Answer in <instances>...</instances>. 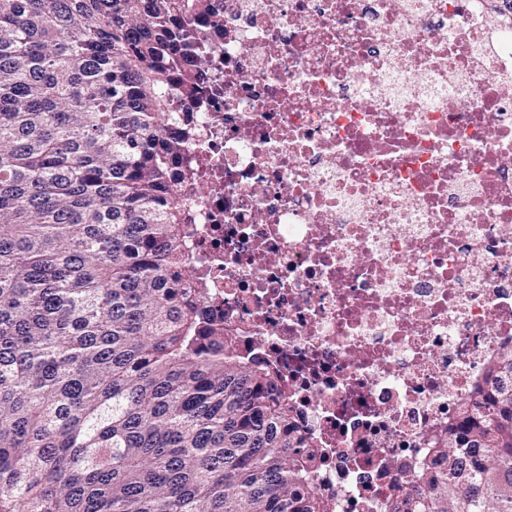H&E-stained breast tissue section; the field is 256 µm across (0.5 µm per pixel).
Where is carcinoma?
Returning a JSON list of instances; mask_svg holds the SVG:
<instances>
[{"label": "carcinoma", "mask_w": 512, "mask_h": 512, "mask_svg": "<svg viewBox=\"0 0 512 512\" xmlns=\"http://www.w3.org/2000/svg\"><path fill=\"white\" fill-rule=\"evenodd\" d=\"M212 10L0 0V512H327L185 248L174 74ZM436 456L414 512H512V350Z\"/></svg>", "instance_id": "1"}]
</instances>
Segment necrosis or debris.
Segmentation results:
<instances>
[{"instance_id":"4bbe7bcc","label":"necrosis or debris","mask_w":512,"mask_h":512,"mask_svg":"<svg viewBox=\"0 0 512 512\" xmlns=\"http://www.w3.org/2000/svg\"><path fill=\"white\" fill-rule=\"evenodd\" d=\"M212 3L180 61L192 258L328 512H394L512 349V0Z\"/></svg>"}]
</instances>
